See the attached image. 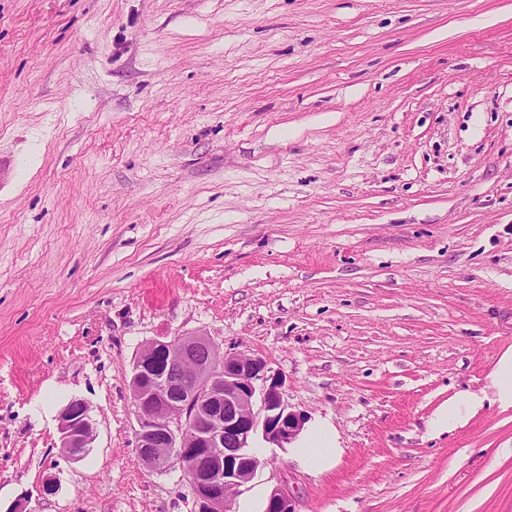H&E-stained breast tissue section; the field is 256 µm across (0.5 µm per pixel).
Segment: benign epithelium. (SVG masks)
Returning a JSON list of instances; mask_svg holds the SVG:
<instances>
[{"mask_svg":"<svg viewBox=\"0 0 512 512\" xmlns=\"http://www.w3.org/2000/svg\"><path fill=\"white\" fill-rule=\"evenodd\" d=\"M129 386L139 461L155 472L174 460L189 465L195 512H233V496L260 467L252 437L260 433L283 448L304 425V417L285 406L282 380L269 374L264 358L239 350L218 360L204 335L147 341ZM58 432L63 455L83 458L95 437L85 401L72 399L60 410ZM265 512H298L296 500L276 486Z\"/></svg>","mask_w":512,"mask_h":512,"instance_id":"1","label":"benign epithelium"}]
</instances>
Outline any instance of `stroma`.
Wrapping results in <instances>:
<instances>
[{"label":"stroma","mask_w":512,"mask_h":512,"mask_svg":"<svg viewBox=\"0 0 512 512\" xmlns=\"http://www.w3.org/2000/svg\"><path fill=\"white\" fill-rule=\"evenodd\" d=\"M0 156V512H193L129 389L182 334L336 431L255 440L234 512H512V0H0ZM493 383L497 389V400L503 409L512 408V351L504 352L493 372ZM59 448L71 460L84 457L95 437L88 404L81 399L70 400L58 414ZM460 414V405L457 400H452L448 402V405L442 406L437 414L435 419L432 422V429L435 432H443L448 431L453 428L456 421L459 418ZM292 448L295 459L312 472L327 470L336 460L339 448L336 431L326 421H316ZM264 512H298L296 500L282 487H274L267 500Z\"/></svg>","instance_id":"1"}]
</instances>
